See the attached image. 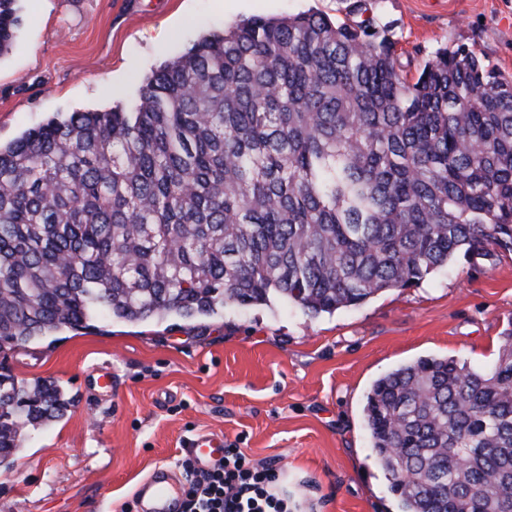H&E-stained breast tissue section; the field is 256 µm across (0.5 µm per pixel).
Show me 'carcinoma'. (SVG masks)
I'll list each match as a JSON object with an SVG mask.
<instances>
[{
	"label": "carcinoma",
	"instance_id": "carcinoma-1",
	"mask_svg": "<svg viewBox=\"0 0 512 512\" xmlns=\"http://www.w3.org/2000/svg\"><path fill=\"white\" fill-rule=\"evenodd\" d=\"M18 24L0 0V55ZM461 252H512V74L464 46L411 77L362 23L254 17L161 66L132 108L0 144V347L102 315L314 317ZM69 405L0 372V468ZM365 416L401 512H512V333L484 370L398 367Z\"/></svg>",
	"mask_w": 512,
	"mask_h": 512
}]
</instances>
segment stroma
Wrapping results in <instances>:
<instances>
[{
  "mask_svg": "<svg viewBox=\"0 0 512 512\" xmlns=\"http://www.w3.org/2000/svg\"><path fill=\"white\" fill-rule=\"evenodd\" d=\"M370 20L414 72L444 45L512 74V0H21L0 56V142L71 112L130 107L147 76L209 31L308 10ZM512 331V255L457 257L419 285L316 317L228 305L191 319L102 317L0 353L59 384L64 417L23 430L0 512H134L156 467L223 434L281 474L297 512H399L364 417L374 380L427 356L488 368Z\"/></svg>",
  "mask_w": 512,
  "mask_h": 512,
  "instance_id": "stroma-1",
  "label": "stroma"
}]
</instances>
